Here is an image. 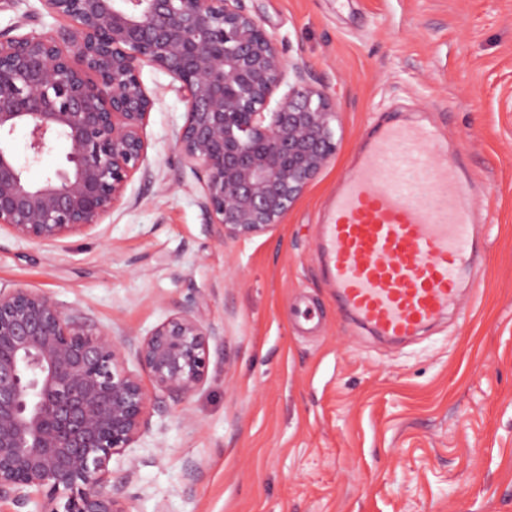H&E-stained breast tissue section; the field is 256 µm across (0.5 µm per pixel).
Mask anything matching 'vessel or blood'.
<instances>
[{
	"label": "vessel or blood",
	"mask_w": 512,
	"mask_h": 512,
	"mask_svg": "<svg viewBox=\"0 0 512 512\" xmlns=\"http://www.w3.org/2000/svg\"><path fill=\"white\" fill-rule=\"evenodd\" d=\"M444 152L425 126L386 125L320 225L338 308L377 335L410 337L441 318L474 261L465 187Z\"/></svg>",
	"instance_id": "vessel-or-blood-1"
}]
</instances>
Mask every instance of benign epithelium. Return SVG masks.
Segmentation results:
<instances>
[{
  "label": "benign epithelium",
  "instance_id": "1",
  "mask_svg": "<svg viewBox=\"0 0 512 512\" xmlns=\"http://www.w3.org/2000/svg\"><path fill=\"white\" fill-rule=\"evenodd\" d=\"M41 2L70 26L0 38V229L16 238L45 245L93 231L146 171L155 100L141 61L181 83L187 110L175 150L199 176L222 240L281 224L336 154L332 99L286 62L244 0ZM19 127L25 165L9 141ZM59 141L65 164L30 181L27 166ZM204 304L195 296L131 339L42 291L0 287V504L129 512L109 462L137 441L159 392L194 423L188 403L214 338ZM129 344L148 385L126 368Z\"/></svg>",
  "mask_w": 512,
  "mask_h": 512
}]
</instances>
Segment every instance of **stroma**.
<instances>
[{
    "label": "stroma",
    "mask_w": 512,
    "mask_h": 512,
    "mask_svg": "<svg viewBox=\"0 0 512 512\" xmlns=\"http://www.w3.org/2000/svg\"><path fill=\"white\" fill-rule=\"evenodd\" d=\"M338 112V148L274 230L219 240L174 150L177 81L139 67L155 105L148 175L91 235L0 231V286L143 336L206 294L216 334L189 403L158 395L113 480L130 512H512V0H244ZM40 0H0V36ZM425 125L460 158L479 259L422 335L392 342L336 308L322 214L369 132Z\"/></svg>",
    "instance_id": "stroma-1"
}]
</instances>
